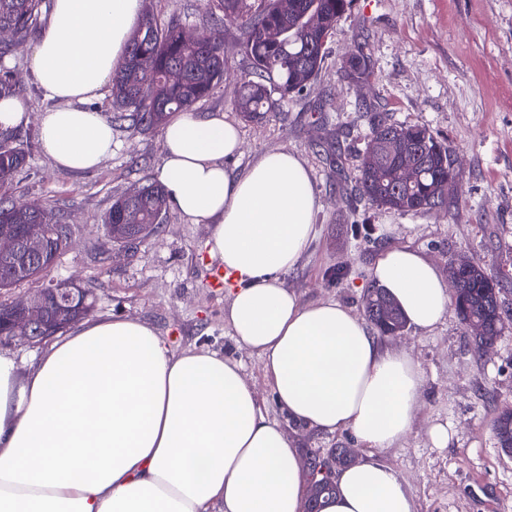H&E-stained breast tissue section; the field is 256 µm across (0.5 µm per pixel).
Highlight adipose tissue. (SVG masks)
<instances>
[{
  "instance_id": "obj_1",
  "label": "adipose tissue",
  "mask_w": 512,
  "mask_h": 512,
  "mask_svg": "<svg viewBox=\"0 0 512 512\" xmlns=\"http://www.w3.org/2000/svg\"><path fill=\"white\" fill-rule=\"evenodd\" d=\"M142 11L143 0H53L32 71L54 103L38 127L58 167L89 171L111 157V123L83 104L124 61ZM241 151L234 124L187 111L164 126L157 168L169 206L211 227L208 254L230 287L226 325L262 359L293 421L393 447L414 425L418 365L340 303H306L282 286L315 234L310 174L285 149L237 174L226 161ZM371 276L417 331L445 319L448 285L421 253L387 249ZM334 481L322 512H414L407 486L376 460ZM307 484L297 448L238 362L173 353L122 317L76 323L23 377L0 352V512H302Z\"/></svg>"
}]
</instances>
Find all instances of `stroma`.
<instances>
[{
  "mask_svg": "<svg viewBox=\"0 0 512 512\" xmlns=\"http://www.w3.org/2000/svg\"><path fill=\"white\" fill-rule=\"evenodd\" d=\"M144 6L158 22L180 19L196 35L215 24L211 0H144ZM31 51L24 45L0 67L14 72L20 98L36 114L52 102L35 82ZM224 51V79L195 112L222 114L238 127L244 149L229 161L236 171L267 151L300 155L318 201L315 235L298 266L282 274L284 287L304 302L332 300L360 316L380 254L408 246L443 273L458 253L502 269L509 278L501 300L512 310V0H353L336 23L311 89L259 119L243 118L237 108L249 62L235 24L224 28ZM362 52L373 71L351 78L347 63ZM376 113L426 127L447 143L455 183L446 211L398 213L343 195L336 179L358 177ZM19 132L31 143L30 159L12 199L63 210L71 244L48 277L90 289L94 317L148 324L175 353L195 347L240 361L263 412L301 454L349 448L355 459H377L407 485L414 512H512V456L493 432L496 418L512 411V326L481 348L452 311L431 332L409 327L381 337L384 346L411 355L423 375L414 428L395 447L373 451L351 433L296 425L276 402L259 357L236 343L224 322L225 288L205 248L210 226L171 209L160 228L132 248L105 234L113 200L155 180L161 129L113 124L111 157L80 173L42 153L36 123ZM362 222L370 224L369 236L357 233ZM439 423L448 427L444 448L428 435Z\"/></svg>",
  "mask_w": 512,
  "mask_h": 512,
  "instance_id": "obj_1",
  "label": "stroma"
}]
</instances>
